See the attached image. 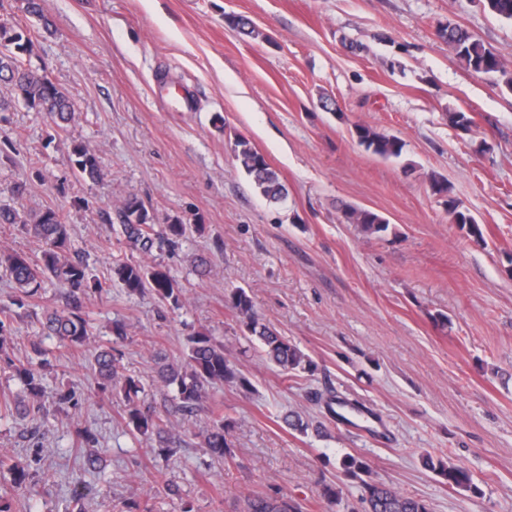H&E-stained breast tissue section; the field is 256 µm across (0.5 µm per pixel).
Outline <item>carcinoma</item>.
I'll return each instance as SVG.
<instances>
[{
  "instance_id": "carcinoma-1",
  "label": "carcinoma",
  "mask_w": 512,
  "mask_h": 512,
  "mask_svg": "<svg viewBox=\"0 0 512 512\" xmlns=\"http://www.w3.org/2000/svg\"><path fill=\"white\" fill-rule=\"evenodd\" d=\"M478 2L484 12L504 21H512V0ZM438 35L448 42L467 69L493 77L498 86L512 93V72L506 69L498 53L474 33L449 20L439 26ZM31 52L32 40L27 34L18 26L0 19V81L12 86L14 99L23 101L36 112L46 114L54 126L62 130L74 114L72 98L52 80L34 75L23 65L22 56ZM354 135L360 146L382 159H397L402 155L404 143L394 135L381 133L369 125L355 126ZM233 153L238 166L251 179L261 196L273 203L284 199L287 190L279 173L249 140L236 139ZM74 155L80 176L93 183L99 182L101 171L96 156L82 146L74 148ZM431 187L434 193L446 196L445 206L454 223L466 228L468 235L474 239H483L481 225L450 195L448 181L434 176ZM344 217L348 223L358 224L371 234L386 230L389 224L382 214L370 209L348 208L344 210ZM118 219L126 241L145 251L151 250L156 241L174 244L187 231V225L177 218L164 231L156 232L153 216L135 196L128 197L119 208ZM0 224H21L34 237L48 245L38 259L22 253L9 254L0 259V268L26 297L35 295L44 280L58 281L64 288V306L45 315L43 329L64 348L81 347L88 339L90 328V315L84 306V298L89 291L100 290L101 283L87 264L68 259V230L59 211L50 207L39 211L0 207ZM112 278L130 293L140 294L149 290L161 303L174 308L180 306L181 288L160 267L145 266L128 258H120L113 262ZM231 301L240 319L243 336L248 342L258 344L266 358L282 374L290 376L301 370H313L314 363L308 356L260 321L244 289H234ZM127 340L129 336L126 325L115 323L110 346L100 350L96 359L98 390L104 399L112 398L115 393L122 394L125 401L122 420L125 426L153 440L159 454L173 456L182 447L183 439L170 417L160 415L144 405L139 398L143 392L140 382L119 372L113 351L116 345ZM13 369L23 385L25 395H17L13 401L0 405V418L14 413L26 417L40 413L38 396L42 392V385L39 369L29 362L21 361L13 365ZM158 376L165 386L174 388L172 408L184 414L200 410L208 397L209 388L214 385L225 383L245 390L250 388V382L242 374L239 365L224 355L223 346L217 344L212 336L200 331L187 338L185 363L173 364L161 360ZM279 422L299 434H306L311 428L317 434H322L320 426L310 423L297 413L284 415L279 418ZM230 431L231 424L224 418V413L210 411L209 426L202 437L205 448L212 456L226 461L233 459ZM340 465L351 476L368 472L365 463L350 454L342 456ZM425 466L432 470L438 469L452 488H464L470 483L468 472L460 466L443 461L435 463L429 457L425 458ZM5 468L17 486L25 484L29 478L26 466L17 462L10 463L0 457V469ZM360 502L364 504V512H431L425 500L403 494L389 484L376 481H362ZM246 512H302V509L286 496L256 495L247 500Z\"/></svg>"
}]
</instances>
